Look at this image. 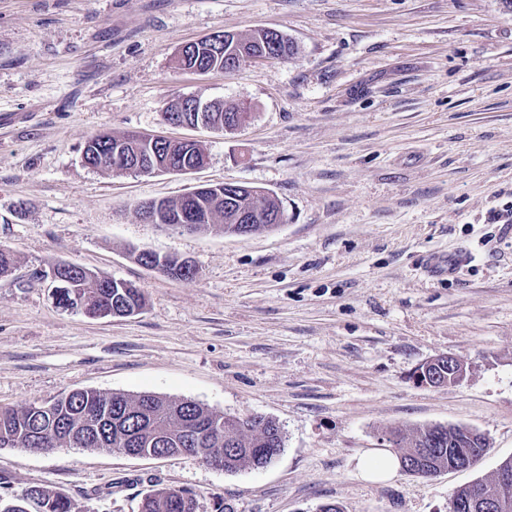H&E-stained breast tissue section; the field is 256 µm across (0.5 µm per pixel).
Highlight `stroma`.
<instances>
[{
    "label": "stroma",
    "mask_w": 512,
    "mask_h": 512,
    "mask_svg": "<svg viewBox=\"0 0 512 512\" xmlns=\"http://www.w3.org/2000/svg\"><path fill=\"white\" fill-rule=\"evenodd\" d=\"M271 28L288 59L229 73L179 68L180 48ZM247 108L224 133L171 125L176 96ZM196 139L187 174L89 167L100 133ZM232 182L280 200L284 222L181 232L140 204ZM0 405L78 389L192 400L283 432L265 468L187 456L0 448V496L31 486L80 512H138L187 489L196 512H448L512 457V6L507 0H0ZM195 262L193 279L139 264ZM466 262L435 277L427 261ZM58 262L133 283L143 309L91 319L37 274ZM452 354L464 379L417 384ZM462 425L491 447L473 468L361 480L391 431Z\"/></svg>",
    "instance_id": "stroma-1"
}]
</instances>
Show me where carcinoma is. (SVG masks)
Wrapping results in <instances>:
<instances>
[{"instance_id": "cac0c4a2", "label": "carcinoma", "mask_w": 512, "mask_h": 512, "mask_svg": "<svg viewBox=\"0 0 512 512\" xmlns=\"http://www.w3.org/2000/svg\"><path fill=\"white\" fill-rule=\"evenodd\" d=\"M241 51L266 59H283L296 55L298 46L283 35L274 39L257 30L236 44H224L222 53L204 43L196 44L189 59L180 58L178 62L183 69L198 62L213 72H222L227 58ZM117 147L137 157L147 169L171 160L177 163L176 172L181 173L185 168L197 167L202 158L181 141L168 140L151 147L140 144L133 134H100L86 143L85 163L111 170L112 153ZM230 200L235 208L277 212L276 202L265 197L258 202L250 194L235 192ZM152 205L157 207L163 223L184 221V198L154 200ZM194 206L201 213L209 211L212 219L224 215L223 203L213 204V195L204 185L196 188ZM62 276L84 285L90 314L138 311L144 306L140 289L122 287L121 279L87 273L74 264L65 268ZM392 436L401 468L420 476L446 468L462 456L478 458L487 452L480 438L465 435L463 426H430L409 441L398 431ZM153 441L159 448L175 452L184 449L201 457L207 448H222L228 472L262 469L267 459L274 458L283 448L282 430L270 418L225 416L191 400L177 403L153 393L130 396L75 390L47 405L0 408V448H148ZM30 503L36 506L35 512H77L70 497L40 486L30 487L10 500L0 498V512H28ZM142 512H196L195 496L183 489L168 488L159 496L145 497Z\"/></svg>"}]
</instances>
